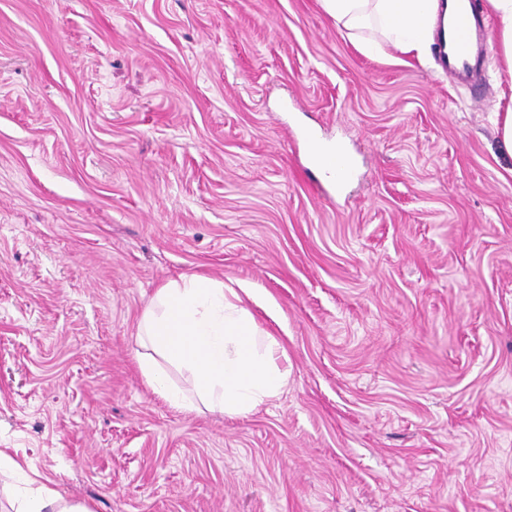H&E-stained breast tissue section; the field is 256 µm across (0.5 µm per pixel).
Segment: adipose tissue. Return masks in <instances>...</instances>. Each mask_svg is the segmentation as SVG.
Instances as JSON below:
<instances>
[{"instance_id":"ef3b65f1","label":"adipose tissue","mask_w":512,"mask_h":512,"mask_svg":"<svg viewBox=\"0 0 512 512\" xmlns=\"http://www.w3.org/2000/svg\"><path fill=\"white\" fill-rule=\"evenodd\" d=\"M324 11L346 30L369 27L405 55H423L434 42L437 23L449 8L439 0H321ZM498 21L491 49L500 59L499 80L512 89V0H486ZM239 295L203 275L184 276L158 288L143 318L160 360L183 366L194 376L200 397L228 415H244L276 397L288 380L277 363L281 345L260 337ZM18 479L11 497L15 512H92L31 477L0 448V474Z\"/></svg>"}]
</instances>
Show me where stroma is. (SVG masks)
Returning a JSON list of instances; mask_svg holds the SVG:
<instances>
[{"instance_id":"35a3bbf8","label":"stroma","mask_w":512,"mask_h":512,"mask_svg":"<svg viewBox=\"0 0 512 512\" xmlns=\"http://www.w3.org/2000/svg\"><path fill=\"white\" fill-rule=\"evenodd\" d=\"M376 36L319 0H0V448L92 512H512V158ZM192 274L285 350L247 415L140 371ZM140 369L155 393L170 401H180L179 392L169 384L166 373L154 360L142 359Z\"/></svg>"}]
</instances>
